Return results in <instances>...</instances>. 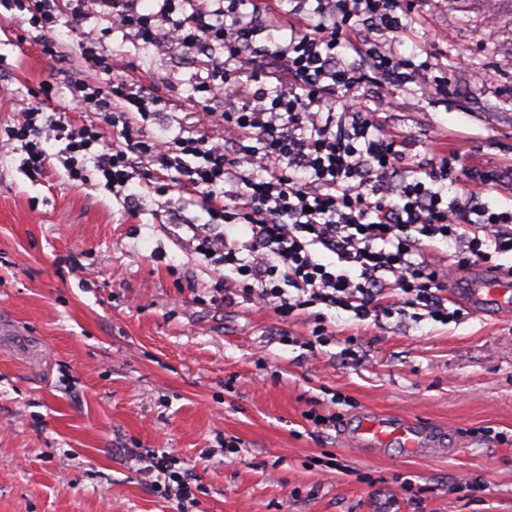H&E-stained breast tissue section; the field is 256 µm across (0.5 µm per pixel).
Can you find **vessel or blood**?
Instances as JSON below:
<instances>
[{
  "mask_svg": "<svg viewBox=\"0 0 512 512\" xmlns=\"http://www.w3.org/2000/svg\"><path fill=\"white\" fill-rule=\"evenodd\" d=\"M512 286V278L491 275L480 280L478 288L467 299L473 312L479 313L492 309L498 315L512 313V300L503 297L504 288ZM428 428L411 418L380 419L366 417L356 436L349 438L348 444L354 448L381 447L389 444L397 445L411 453L424 452L429 444Z\"/></svg>",
  "mask_w": 512,
  "mask_h": 512,
  "instance_id": "obj_1",
  "label": "vessel or blood"
}]
</instances>
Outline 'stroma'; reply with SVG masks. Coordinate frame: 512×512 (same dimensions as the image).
<instances>
[{
  "label": "stroma",
  "mask_w": 512,
  "mask_h": 512,
  "mask_svg": "<svg viewBox=\"0 0 512 512\" xmlns=\"http://www.w3.org/2000/svg\"><path fill=\"white\" fill-rule=\"evenodd\" d=\"M107 11L99 2L45 32L0 18V84L12 90L0 128L36 94L74 124L92 120L70 111L67 89L88 37L125 59L113 81L166 98L150 133L234 144L210 118L223 97L189 106L201 54L112 30ZM412 18L377 42L427 69L403 86L365 83V97L395 95L379 120L406 137L410 160L455 154V169L493 173L480 202L512 204V0H414ZM23 158L0 147V512H176L150 489L152 450L191 470L195 512H512V317L331 311L334 338L313 348L311 316L219 297L224 269L190 241L208 220L196 193L173 184L123 202L59 164L29 177ZM311 410L338 421L316 428ZM365 414L417 418L440 450L344 446Z\"/></svg>",
  "instance_id": "stroma-1"
}]
</instances>
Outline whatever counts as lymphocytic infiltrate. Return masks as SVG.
I'll return each mask as SVG.
<instances>
[{
  "instance_id": "obj_1",
  "label": "lymphocytic infiltrate",
  "mask_w": 512,
  "mask_h": 512,
  "mask_svg": "<svg viewBox=\"0 0 512 512\" xmlns=\"http://www.w3.org/2000/svg\"><path fill=\"white\" fill-rule=\"evenodd\" d=\"M88 4L0 0L45 29L61 14L88 18ZM410 7L409 0H295L270 25L268 0H158L148 14L132 0H112L111 27L203 52L195 89L223 92L229 107L218 120L236 143L202 130L165 140L149 135L165 99L134 82L103 85L122 60L90 39L78 43L79 69L68 89L74 109L96 121L76 126L35 103L5 134L25 152L30 172L44 175L58 162L69 181L82 183L92 168L118 197L132 182L149 188L164 172H185L209 216L191 227L196 252L229 267L244 301L283 317L313 312L316 343L332 339L324 325L332 309L364 321L412 308L456 322L463 312L449 308L447 282L429 255L437 243L454 246L463 270L511 253L512 208L474 201L469 182L486 184L491 175L460 177L445 156L406 162L404 137L378 122L391 100L371 107L361 94L372 75L409 81L413 61L379 54L371 34L401 33ZM262 32L268 43L261 47L255 38ZM348 50L362 67L346 63ZM107 127L113 140L104 136ZM52 139L65 144L55 161L43 148ZM449 185L455 196L447 195ZM215 224L221 235L212 234ZM151 467L153 492L177 512H193L188 471L167 454L152 455Z\"/></svg>"
}]
</instances>
